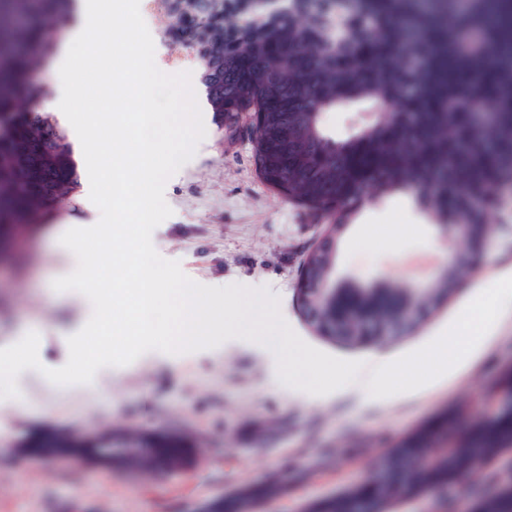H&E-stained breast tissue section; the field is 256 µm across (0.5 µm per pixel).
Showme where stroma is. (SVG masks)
<instances>
[{
    "instance_id": "35a3bbf8",
    "label": "stroma",
    "mask_w": 512,
    "mask_h": 512,
    "mask_svg": "<svg viewBox=\"0 0 512 512\" xmlns=\"http://www.w3.org/2000/svg\"><path fill=\"white\" fill-rule=\"evenodd\" d=\"M205 138L165 185L171 217L155 229L156 251L178 261L193 281L269 287L284 319L309 345L346 360L395 359L443 333L499 272L512 269V195L490 217L496 231L478 270L426 321L386 345L356 348L316 336L300 307L301 266L327 227L325 220L275 195L258 176L240 127L219 128L203 111ZM86 204L41 225L18 254L26 263L0 281V347L18 327L40 334L39 359L49 368L69 356L66 328L86 314L81 295L54 292L62 266L61 231L93 224ZM444 249L430 215L409 192L379 198L344 231L336 275L404 288L433 282ZM512 369V319L461 377L417 396L361 398L346 389L312 396L282 384L267 348L233 340L177 356L159 351L124 367L100 369L87 385L57 386L39 372L20 373L21 400H0V512H191L202 500L282 475L278 497L254 512H302L314 501L361 484L385 448L443 412L469 423L493 405L491 389ZM45 428L107 432L178 429L197 442L187 466L161 475L104 472L77 461L16 462L17 439ZM512 483V450L463 477L451 498L398 500L387 512H457Z\"/></svg>"
}]
</instances>
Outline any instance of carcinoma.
Returning <instances> with one entry per match:
<instances>
[{"label":"carcinoma","instance_id":"carcinoma-1","mask_svg":"<svg viewBox=\"0 0 512 512\" xmlns=\"http://www.w3.org/2000/svg\"><path fill=\"white\" fill-rule=\"evenodd\" d=\"M73 0H0V253L14 257L13 238L25 224H45L56 205L76 200L81 174L68 134L40 102L31 76L55 47ZM246 0H173L164 32L196 59L210 111L219 123L241 113L252 119V160L282 199L349 224L375 198L398 191L421 195L436 224L448 217L489 224L512 188V0H288V17L270 16ZM481 90L498 118L482 148L471 136L472 97ZM373 114L344 140L321 126L324 112ZM401 113L402 131L392 129ZM48 145L52 182L42 189L24 146ZM428 424L392 453L399 466L379 485L386 503L413 486L427 487L473 473L512 438L463 448L439 446ZM133 449L137 470H175L189 449L159 431H116ZM30 448L66 456L74 435L58 430L28 437ZM261 484L225 496L220 512H248L276 494ZM355 489L321 503L350 512ZM479 512H512V487L482 498Z\"/></svg>","mask_w":512,"mask_h":512}]
</instances>
